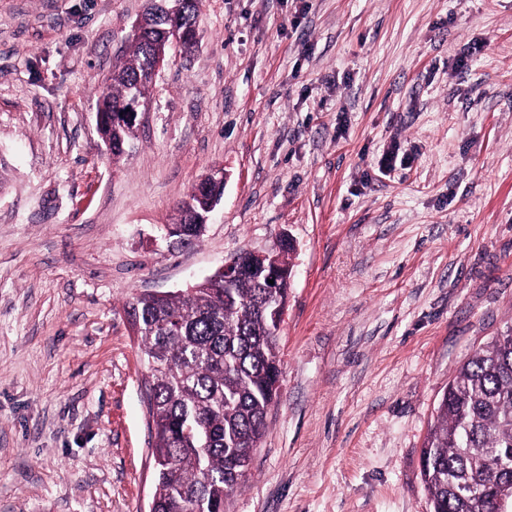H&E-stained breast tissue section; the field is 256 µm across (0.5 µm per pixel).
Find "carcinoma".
<instances>
[{
	"label": "carcinoma",
	"mask_w": 512,
	"mask_h": 512,
	"mask_svg": "<svg viewBox=\"0 0 512 512\" xmlns=\"http://www.w3.org/2000/svg\"><path fill=\"white\" fill-rule=\"evenodd\" d=\"M156 0L142 13L144 32L129 41L98 98L99 128L112 150L126 148L135 126L114 116L132 95L150 96L148 56L162 47ZM201 0H185L181 27L196 25ZM205 201L183 202L186 241ZM293 243L263 262L240 252L237 275L215 273L163 297L137 294L128 306L142 322L141 350L156 365L148 413L155 444V512H224V500L244 482L277 402L281 367L267 305L288 298ZM276 277L269 287L270 276ZM432 512H498L512 499V333L475 350L449 379L421 454Z\"/></svg>",
	"instance_id": "cac0c4a2"
}]
</instances>
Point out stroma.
Masks as SVG:
<instances>
[{
  "mask_svg": "<svg viewBox=\"0 0 512 512\" xmlns=\"http://www.w3.org/2000/svg\"><path fill=\"white\" fill-rule=\"evenodd\" d=\"M146 3L0 0V512H147L124 306L283 233L280 397L224 512H431L438 402L512 329V0H203L116 163L96 101ZM214 165L203 235L162 239ZM209 183L217 184L219 189L222 191L219 195L214 196L211 202L210 214L204 215L203 217L197 219L194 224H171L180 227L186 242H190L200 237L202 233L199 232L197 224H208L212 212L216 209L217 205L222 199L224 193V168L222 166H214L211 168L206 176L198 183V185L203 184L208 186Z\"/></svg>",
  "mask_w": 512,
  "mask_h": 512,
  "instance_id": "stroma-1",
  "label": "stroma"
}]
</instances>
